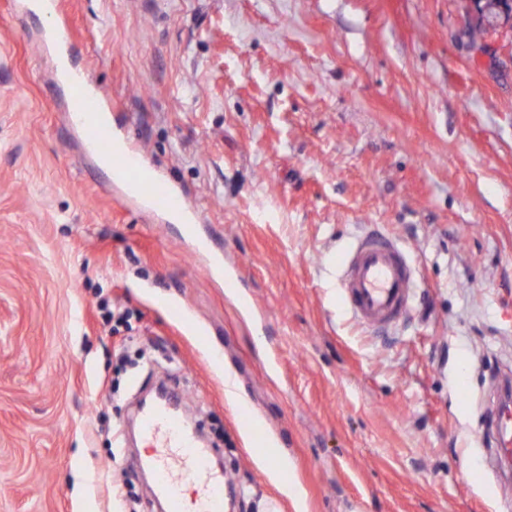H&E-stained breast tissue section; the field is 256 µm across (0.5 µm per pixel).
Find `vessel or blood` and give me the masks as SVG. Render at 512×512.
Wrapping results in <instances>:
<instances>
[{
  "label": "vessel or blood",
  "instance_id": "obj_1",
  "mask_svg": "<svg viewBox=\"0 0 512 512\" xmlns=\"http://www.w3.org/2000/svg\"><path fill=\"white\" fill-rule=\"evenodd\" d=\"M74 114L92 151L109 162L113 173L131 180L138 194L164 211L194 215L195 208L184 196L160 183L153 172L132 152L118 151L102 124L103 100L74 84ZM417 287L416 265L394 238L370 232L349 251L340 275L343 302L362 326L382 329L401 321L412 309ZM496 402L486 429L499 478L512 476V376L502 375L494 386ZM141 437L150 449L147 464L156 478V489L166 502V512H186L177 492L180 484L193 482L198 490L196 512H223V475L213 471L207 453L182 415L161 406H145L139 419Z\"/></svg>",
  "mask_w": 512,
  "mask_h": 512
}]
</instances>
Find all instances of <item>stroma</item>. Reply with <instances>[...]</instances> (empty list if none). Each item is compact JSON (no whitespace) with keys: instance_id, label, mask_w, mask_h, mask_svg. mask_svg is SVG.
<instances>
[{"instance_id":"1","label":"stroma","mask_w":512,"mask_h":512,"mask_svg":"<svg viewBox=\"0 0 512 512\" xmlns=\"http://www.w3.org/2000/svg\"><path fill=\"white\" fill-rule=\"evenodd\" d=\"M63 2L0 0V512H157L119 428L160 381L235 512L511 505L482 433L512 365L503 38L470 45L466 0ZM61 54L197 222L101 164ZM366 228L419 270L388 333L340 300Z\"/></svg>"}]
</instances>
